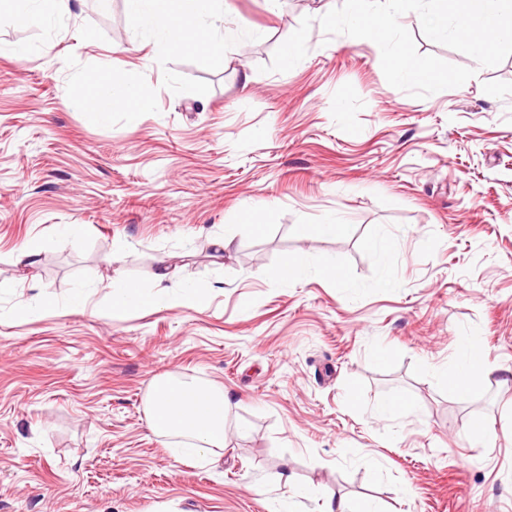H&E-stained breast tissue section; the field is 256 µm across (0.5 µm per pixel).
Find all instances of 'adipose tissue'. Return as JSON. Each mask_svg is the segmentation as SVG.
Listing matches in <instances>:
<instances>
[{
	"label": "adipose tissue",
	"instance_id": "1",
	"mask_svg": "<svg viewBox=\"0 0 512 512\" xmlns=\"http://www.w3.org/2000/svg\"><path fill=\"white\" fill-rule=\"evenodd\" d=\"M127 14L137 30L150 37L163 52L184 49L197 44L208 46L212 55H220L225 41L234 39L235 29L223 27L224 0H125ZM88 123L103 125L113 113H125L128 121H137L149 99L145 87L117 79L111 71L89 82L74 101ZM167 279L166 270L154 274L156 292H144L140 283L120 281L112 295V314L132 307L195 308L200 296L187 291L163 297L161 289ZM492 371L483 349L471 338L459 342L458 360L444 373L449 393L465 395L474 381ZM151 427L157 436L181 437L172 454L176 458L202 457L212 449L223 447L226 435L224 396L195 381H176L168 376L156 377L148 402Z\"/></svg>",
	"mask_w": 512,
	"mask_h": 512
}]
</instances>
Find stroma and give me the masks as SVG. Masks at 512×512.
I'll use <instances>...</instances> for the list:
<instances>
[{"label":"stroma","instance_id":"35a3bbf8","mask_svg":"<svg viewBox=\"0 0 512 512\" xmlns=\"http://www.w3.org/2000/svg\"><path fill=\"white\" fill-rule=\"evenodd\" d=\"M229 2L245 34L219 57L156 54L124 0H70L46 24L0 16V42L36 48L0 55V512H322L329 495L512 512V56L477 66L405 13L419 53L476 71L419 99L387 83L373 41L326 36L342 0ZM148 65L137 123L72 106L85 76ZM336 216L345 234L297 233ZM383 233L382 259L367 243ZM32 245L36 264H16ZM300 253L344 282L283 279ZM161 263L200 307L109 317L112 277L147 286ZM44 297L53 311L17 318ZM465 336L494 371L452 397L440 372ZM160 375L223 392L218 454L180 461L152 432ZM390 397L412 413L376 419ZM477 421L491 442L470 439Z\"/></svg>","mask_w":512,"mask_h":512}]
</instances>
